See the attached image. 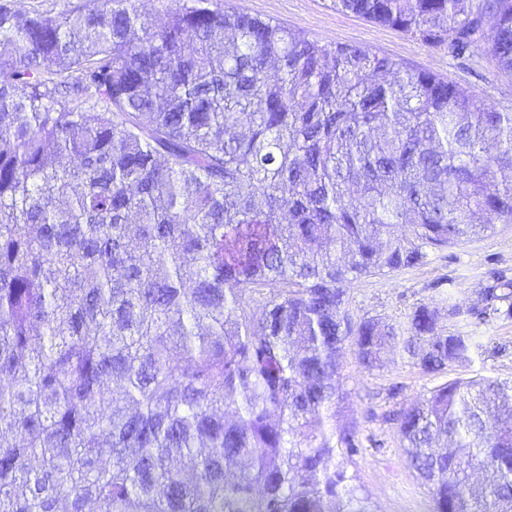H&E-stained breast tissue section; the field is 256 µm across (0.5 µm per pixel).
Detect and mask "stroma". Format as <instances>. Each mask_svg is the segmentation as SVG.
<instances>
[{
    "instance_id": "1",
    "label": "stroma",
    "mask_w": 512,
    "mask_h": 512,
    "mask_svg": "<svg viewBox=\"0 0 512 512\" xmlns=\"http://www.w3.org/2000/svg\"><path fill=\"white\" fill-rule=\"evenodd\" d=\"M232 9L277 20L321 42L369 49L401 60L411 68L430 71L473 91L504 112H512V70L488 54L471 61L456 60L385 25L333 8L330 0H227ZM512 269V224L497 225L494 234L465 245L430 252L424 263L386 274L353 280L347 288L346 309L352 320L378 317L401 322L421 304L447 313L455 304L477 306L480 290L494 269ZM476 343L495 342L499 353L476 354L471 362L433 375L408 359L392 358L368 371L353 351H345L339 381L346 392L336 430L359 425L363 434L384 440L381 448H363L356 455L337 457V465L356 475L368 492L374 512H432L427 487L410 468L394 426L365 419L367 409L384 412L424 398L434 387L457 378L482 375L512 379V319L470 327Z\"/></svg>"
}]
</instances>
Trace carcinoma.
Here are the masks:
<instances>
[{"label":"carcinoma","instance_id":"carcinoma-1","mask_svg":"<svg viewBox=\"0 0 512 512\" xmlns=\"http://www.w3.org/2000/svg\"><path fill=\"white\" fill-rule=\"evenodd\" d=\"M0 0V512H372L329 430L371 371L469 362L420 304L354 279L512 224V112L432 72L223 0ZM512 69V0H331ZM491 30H486V25ZM512 318V275L480 308ZM433 512H512V380L384 415Z\"/></svg>","mask_w":512,"mask_h":512}]
</instances>
